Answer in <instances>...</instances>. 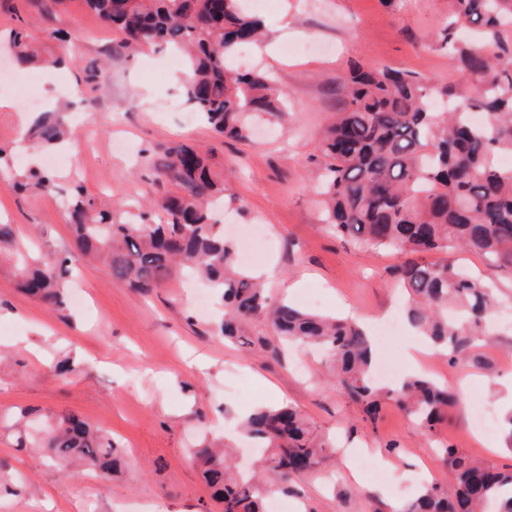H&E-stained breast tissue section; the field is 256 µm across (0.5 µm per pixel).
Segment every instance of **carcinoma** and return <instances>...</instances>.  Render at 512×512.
I'll return each instance as SVG.
<instances>
[{"label":"carcinoma","mask_w":512,"mask_h":512,"mask_svg":"<svg viewBox=\"0 0 512 512\" xmlns=\"http://www.w3.org/2000/svg\"><path fill=\"white\" fill-rule=\"evenodd\" d=\"M88 10L123 34L121 50L174 48L185 55L184 97L199 119L219 136L245 142L260 122L287 116L271 79L256 69L231 64L244 42L263 37L261 20L245 0H84ZM452 13L441 39L453 49L455 66L467 77L468 92L445 88L446 107L434 112V89L418 76L392 69H350L340 82L346 109L326 127L313 162L321 170L322 222L341 237L375 249L408 255L393 269L412 296L404 317L435 351L454 366L487 377L494 366L475 354L486 323L499 303L498 290L453 263H428L417 256L455 250L491 257L512 266V167L497 163L512 154V0H451ZM8 53L35 60L40 50L18 31ZM486 122L476 125L470 114ZM67 135L65 115L51 113L29 132L40 148ZM145 163L175 194L137 205L105 206L82 186L70 200L72 241L67 255L17 268L20 287L44 304L61 308L63 288L80 256L104 258L112 280L150 292L190 271L221 295L224 318L218 335L243 345L253 341L242 325L264 320L279 339L321 350L327 384L376 418L382 400L393 402L430 435L461 399L425 374L393 387L373 379L372 336L356 321L274 301L250 272L238 265L233 243L214 218L224 199V179L212 152L173 141L149 151ZM19 190L50 194L54 172L29 166L12 173ZM245 435L263 448V464L243 474L220 443L193 451L220 512H265L264 494L287 490L294 477L335 457L336 445L314 431L289 405L268 406L242 422ZM46 457L67 466L84 462L108 475L123 459L112 437L78 415L50 421L39 436L18 435ZM453 492L426 484L398 512H512V472L472 458L452 446L441 449Z\"/></svg>","instance_id":"1"}]
</instances>
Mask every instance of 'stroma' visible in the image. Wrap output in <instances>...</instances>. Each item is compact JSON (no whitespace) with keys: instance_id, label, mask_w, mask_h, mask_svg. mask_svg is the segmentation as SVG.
<instances>
[{"instance_id":"stroma-1","label":"stroma","mask_w":512,"mask_h":512,"mask_svg":"<svg viewBox=\"0 0 512 512\" xmlns=\"http://www.w3.org/2000/svg\"><path fill=\"white\" fill-rule=\"evenodd\" d=\"M449 0H275L261 13L272 55L253 45L239 54L269 72L288 97L284 123L260 128L251 142L220 141L203 123L183 125L175 111L182 92L165 67L167 51L147 48L115 54L119 33L104 25L83 0H62L42 17L34 0H0V43L26 30L43 56L72 64L61 71L40 66L9 68L8 77L38 75L41 99L57 96L73 122L67 149L72 162L60 166V189L52 196L16 193L0 175V221L13 225L18 248L0 256V512H200L210 491L191 459L205 439L239 448L250 464L239 420L253 408L287 403L301 410L323 434L335 437L347 456L388 442L399 445L393 463L404 479L353 476L346 456L296 478L283 498L293 512H390L424 481L447 483L448 471L435 454L439 445L503 468L512 451L500 435H475L471 415L498 418L512 377V327L478 348L496 370L495 380L450 367L431 355L433 379L466 388L467 406L449 412L434 435H425L392 402L382 401L375 423L325 384L321 356L313 349L282 348L279 357L258 346L224 342L213 318L194 311L193 291L174 281L149 295L112 280L98 259L77 261L71 289L87 295L85 307L52 310L16 285L20 259L52 260L69 246L67 198L71 180L110 202L158 197L168 184L138 164V153L173 139L213 147L224 171V232L240 239L261 224L265 238L252 242L251 270L274 268L267 281L272 298L301 302L307 289L322 293L320 312L383 322L407 294L391 277L400 253L375 250L340 238L320 221L317 172L309 157L324 126L343 108L338 81L348 64L390 67L424 77L429 85L462 89V77L437 37ZM314 51L284 55V44L304 41ZM107 65L93 85L84 68L95 59ZM93 152H86L87 142ZM425 261H451L500 290L512 306V268L484 256L455 251L428 253ZM69 360L71 370L53 376L51 361ZM35 409L50 417L74 412L112 436L126 467L112 479L89 467L61 469L31 450H18L9 421Z\"/></svg>"}]
</instances>
